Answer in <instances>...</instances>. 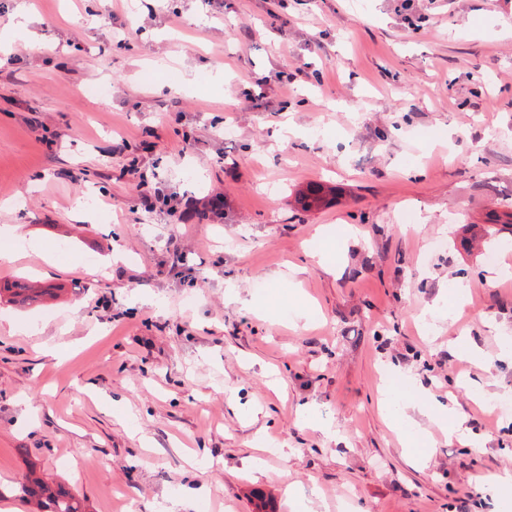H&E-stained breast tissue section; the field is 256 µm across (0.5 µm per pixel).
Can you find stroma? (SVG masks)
<instances>
[{"instance_id": "1", "label": "stroma", "mask_w": 512, "mask_h": 512, "mask_svg": "<svg viewBox=\"0 0 512 512\" xmlns=\"http://www.w3.org/2000/svg\"><path fill=\"white\" fill-rule=\"evenodd\" d=\"M0 35V285L65 290L0 304V512L32 464L86 512H512V236L461 241L512 212V0H0ZM385 401L387 405V409L394 420V423L402 429L407 437V440L405 442L406 448H403L404 451L412 458L420 459L422 457V454H415V452L410 447L414 443V436L411 432L410 424L408 421H406L403 416L399 413H396L394 411L395 406H399L400 404H404L406 401L413 405L414 407H418L420 410H429L428 405L421 400L416 399L414 396L407 394V393H399L397 390H395L392 386L387 385L386 391H385Z\"/></svg>"}]
</instances>
